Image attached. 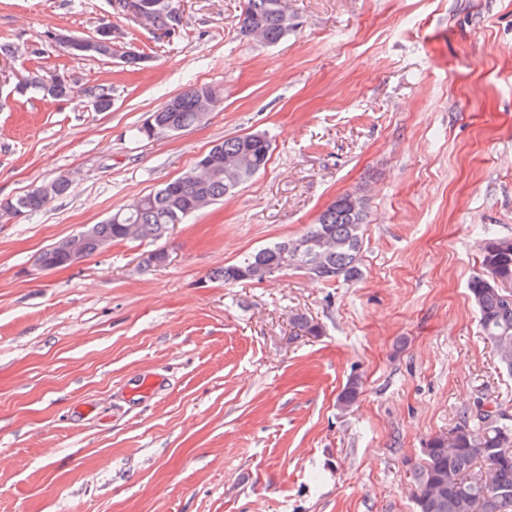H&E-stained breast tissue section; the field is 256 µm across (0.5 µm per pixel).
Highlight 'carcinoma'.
Returning a JSON list of instances; mask_svg holds the SVG:
<instances>
[{"instance_id": "obj_1", "label": "carcinoma", "mask_w": 512, "mask_h": 512, "mask_svg": "<svg viewBox=\"0 0 512 512\" xmlns=\"http://www.w3.org/2000/svg\"><path fill=\"white\" fill-rule=\"evenodd\" d=\"M163 2L153 10L152 25L168 36L176 33L180 22V0H141L146 5ZM242 33L259 31L262 42L276 44L297 24L287 23L284 0H244L239 18ZM112 26L101 24L96 30L90 57L114 53ZM28 84L51 98H66L72 93L71 79L54 81V75H34ZM208 92L214 100L220 93L208 85H191L148 115L136 127V135L151 139L149 119L170 120L180 131L199 125L205 117L199 109L200 94ZM100 111L112 105L110 89L91 90ZM272 151L267 134L254 133L248 143L236 136L224 140L199 159L198 167L143 195L106 221L91 227L88 255L126 239H159L172 224L216 204L266 167ZM51 199L27 192L17 199L16 217L21 219L45 208ZM368 203L364 195L342 194L332 201L310 225L305 234L286 239L240 258L236 263L212 272V278L226 283L263 282L289 267L326 280L355 278L359 274L362 229ZM482 274L473 277L469 292L479 314L486 337L492 342L500 364L512 372V239L497 238L493 249L483 251ZM359 383L349 380L338 398L342 407L356 403ZM457 451L448 453V439L434 437L423 448L424 465L417 474L419 495L417 512H512V423H485L479 410L464 414L455 427ZM493 468L494 486L488 490L470 481L478 461Z\"/></svg>"}]
</instances>
